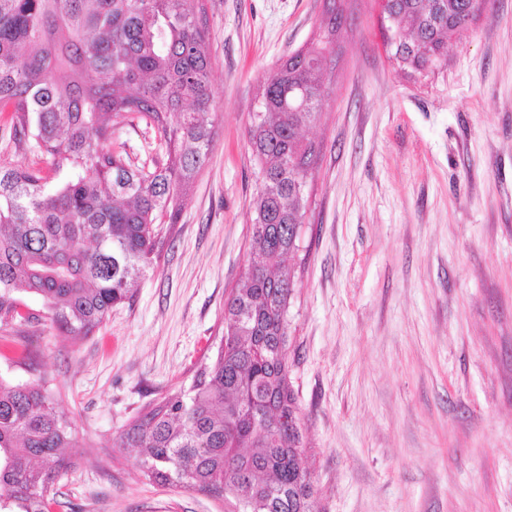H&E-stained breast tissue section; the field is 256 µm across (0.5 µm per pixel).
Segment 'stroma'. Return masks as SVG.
<instances>
[{"instance_id": "obj_1", "label": "stroma", "mask_w": 512, "mask_h": 512, "mask_svg": "<svg viewBox=\"0 0 512 512\" xmlns=\"http://www.w3.org/2000/svg\"><path fill=\"white\" fill-rule=\"evenodd\" d=\"M214 142L154 271L92 335H58L41 300L0 326V374L48 383L71 429L50 512H224L141 471L114 442L189 390L224 333L247 258L257 168L247 128L264 75L323 0H201ZM288 308L290 377L321 512H512V0H486L416 71L386 47L377 0H345ZM165 162L150 127L117 135Z\"/></svg>"}]
</instances>
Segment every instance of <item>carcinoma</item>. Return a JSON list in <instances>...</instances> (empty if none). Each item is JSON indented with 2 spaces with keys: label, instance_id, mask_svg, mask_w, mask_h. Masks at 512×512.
<instances>
[{
  "label": "carcinoma",
  "instance_id": "carcinoma-1",
  "mask_svg": "<svg viewBox=\"0 0 512 512\" xmlns=\"http://www.w3.org/2000/svg\"><path fill=\"white\" fill-rule=\"evenodd\" d=\"M452 2L451 10L440 4ZM316 33L270 71L247 130L257 166L247 259L224 303V335L186 392L127 425L146 478L224 499V512H319L290 379L287 314L308 178L304 131L333 91L347 17L324 0ZM404 67H434L484 0H386ZM199 0H0V112L33 158L0 164V323L36 296L62 336L93 334L130 303L177 223L215 129ZM144 121L166 148L147 170L112 147ZM41 385L0 375V512H49L63 450L81 448Z\"/></svg>",
  "mask_w": 512,
  "mask_h": 512
}]
</instances>
